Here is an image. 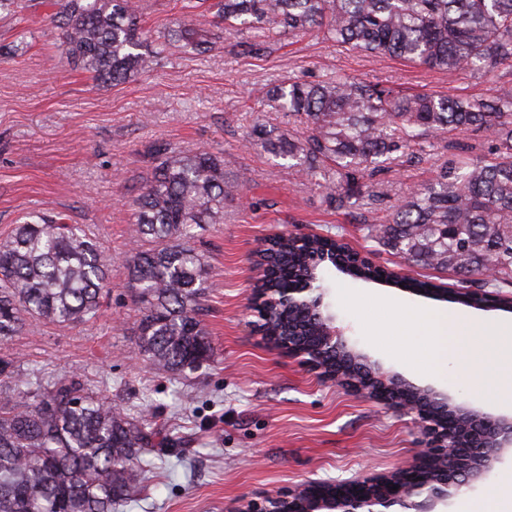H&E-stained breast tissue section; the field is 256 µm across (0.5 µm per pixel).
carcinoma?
<instances>
[{
	"mask_svg": "<svg viewBox=\"0 0 512 512\" xmlns=\"http://www.w3.org/2000/svg\"><path fill=\"white\" fill-rule=\"evenodd\" d=\"M51 15L67 59L102 85H119L186 50L211 51L206 16L188 10L177 26L149 39L139 0H56ZM224 32L260 56L281 33L322 39L346 50L382 55L451 76L460 70L512 66V0H214ZM267 106L294 119L280 131L255 125L247 143L326 192L338 209L364 211L377 177L397 163L418 164L435 147L448 152L433 181L415 186L384 224L367 225L388 251L421 267L451 270L468 282L485 273L512 278V86L487 96L410 93L345 74L321 81H282ZM480 134L490 147L470 141ZM150 179L132 199L136 248L129 267L138 353L174 375L212 355L199 302L206 264L197 230L224 223V205L244 190L242 173L224 156L152 150ZM332 265L365 281L382 280L374 264H354L339 239L291 232L264 240L254 304L289 288L324 286ZM112 255L89 229L59 214L34 212L0 242V343L32 321L76 326L96 318L109 288ZM267 336H317L307 313L270 307ZM15 358L0 356V512H112L132 500L151 455L169 440L146 419L117 412L79 374L50 383L16 377Z\"/></svg>",
	"mask_w": 512,
	"mask_h": 512,
	"instance_id": "1",
	"label": "carcinoma"
}]
</instances>
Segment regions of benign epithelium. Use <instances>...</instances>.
Masks as SVG:
<instances>
[{"label":"benign epithelium","mask_w":512,"mask_h":512,"mask_svg":"<svg viewBox=\"0 0 512 512\" xmlns=\"http://www.w3.org/2000/svg\"><path fill=\"white\" fill-rule=\"evenodd\" d=\"M326 290L303 297L323 320L320 349L345 360L351 367L332 374L319 363L304 340L274 344L288 355L349 390L413 415L425 436L416 459L389 474L357 479L359 493L347 494L329 484L307 481L286 493L264 494L228 512H436L462 491L483 480L512 449V418L473 415L471 407L447 393L420 387L388 371L357 352L323 310ZM398 489H393V486Z\"/></svg>","instance_id":"1"}]
</instances>
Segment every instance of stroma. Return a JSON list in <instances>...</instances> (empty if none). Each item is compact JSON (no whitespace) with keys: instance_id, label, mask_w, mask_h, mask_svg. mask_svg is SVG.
I'll return each instance as SVG.
<instances>
[{"instance_id":"35a3bbf8","label":"stroma","mask_w":512,"mask_h":512,"mask_svg":"<svg viewBox=\"0 0 512 512\" xmlns=\"http://www.w3.org/2000/svg\"><path fill=\"white\" fill-rule=\"evenodd\" d=\"M182 5L142 0L144 32H167ZM52 11L49 0H33L15 15H0V46L13 41L17 28L30 31L26 48L0 55V241L28 212L66 215L111 251L110 288L94 321L32 323L0 343V354L16 357L25 379L80 373L113 406L156 422L176 439L141 494L120 512H227L309 480L343 485L412 461L423 441L412 416L323 378L256 332L253 259L266 238L296 231L342 238L376 265L436 285L455 287L456 275L385 251L287 161L247 147L245 138L259 121L288 129L287 117L264 111L262 103L266 90L288 77L311 82L345 73L413 92L481 95L512 85V66L488 76L463 70L449 77L288 34L265 56L244 57L232 50L223 25L209 22V54L170 56L127 83L99 86L68 62ZM157 141L181 152L223 153L227 172L250 178L245 197L226 206L223 223L206 225L195 242L208 268L201 303L213 356L184 376L139 357L141 313L127 286L134 255L131 200L151 173L148 148ZM444 160L438 154L415 166H393L376 187L384 202L373 222L386 221L391 205L430 181ZM328 283L326 301L337 326L372 362L473 409L512 417V393L471 370L461 350L449 352L447 368L432 372L425 337L405 320L414 307L458 314L485 330L488 345L493 328L512 324V310L445 301L335 271ZM377 294L392 306L374 302Z\"/></svg>"}]
</instances>
